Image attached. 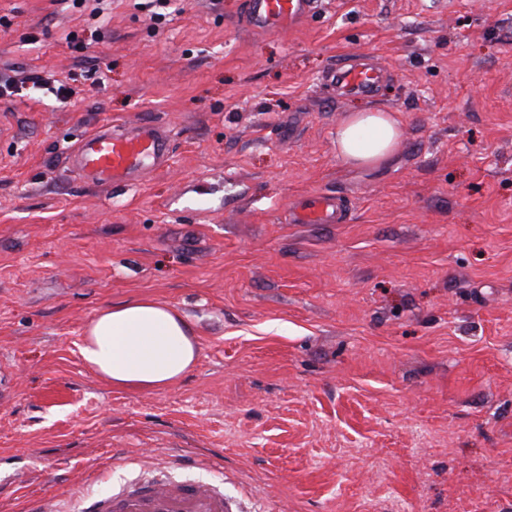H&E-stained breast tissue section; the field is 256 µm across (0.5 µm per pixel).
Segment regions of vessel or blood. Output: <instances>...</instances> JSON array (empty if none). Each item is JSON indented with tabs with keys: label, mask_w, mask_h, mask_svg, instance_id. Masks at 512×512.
<instances>
[{
	"label": "vessel or blood",
	"mask_w": 512,
	"mask_h": 512,
	"mask_svg": "<svg viewBox=\"0 0 512 512\" xmlns=\"http://www.w3.org/2000/svg\"><path fill=\"white\" fill-rule=\"evenodd\" d=\"M316 7L317 0H245L250 25L266 32L291 28L311 17ZM334 76L343 92L366 94L382 73L374 67L341 66ZM171 149V138L162 127L139 123L121 132L106 129L84 137L71 154L72 167L90 185L132 183L163 166ZM345 219L341 200L325 194L304 196L290 216L294 224H341ZM85 512H233V504L214 484L182 485L153 478L87 503Z\"/></svg>",
	"instance_id": "1"
}]
</instances>
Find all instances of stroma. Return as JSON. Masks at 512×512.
<instances>
[{
    "label": "stroma",
    "mask_w": 512,
    "mask_h": 512,
    "mask_svg": "<svg viewBox=\"0 0 512 512\" xmlns=\"http://www.w3.org/2000/svg\"><path fill=\"white\" fill-rule=\"evenodd\" d=\"M0 0V512L156 473L234 512H512V0ZM162 12L154 23L150 16ZM378 64L373 95L337 66ZM396 114L393 158L336 156L348 112ZM152 122L164 168L92 189L69 154ZM343 224H292L307 193ZM148 296L201 347L153 391L83 361L87 324ZM250 25L266 32H279L311 17L317 0H245Z\"/></svg>",
    "instance_id": "stroma-1"
}]
</instances>
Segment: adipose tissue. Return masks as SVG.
<instances>
[{
  "label": "adipose tissue",
  "mask_w": 512,
  "mask_h": 512,
  "mask_svg": "<svg viewBox=\"0 0 512 512\" xmlns=\"http://www.w3.org/2000/svg\"><path fill=\"white\" fill-rule=\"evenodd\" d=\"M400 122L393 113L363 107L336 130V153L355 167L377 166L394 154ZM200 345L173 307L139 297L103 309L87 326L80 353L115 389L149 392L171 387L197 364Z\"/></svg>",
  "instance_id": "adipose-tissue-1"
}]
</instances>
